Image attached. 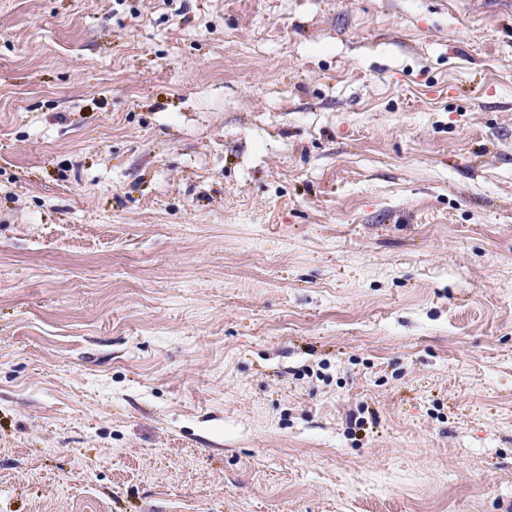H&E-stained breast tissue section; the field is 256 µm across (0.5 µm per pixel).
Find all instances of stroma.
<instances>
[{"label":"stroma","instance_id":"1","mask_svg":"<svg viewBox=\"0 0 512 512\" xmlns=\"http://www.w3.org/2000/svg\"><path fill=\"white\" fill-rule=\"evenodd\" d=\"M0 512H512L498 0H0Z\"/></svg>","mask_w":512,"mask_h":512}]
</instances>
